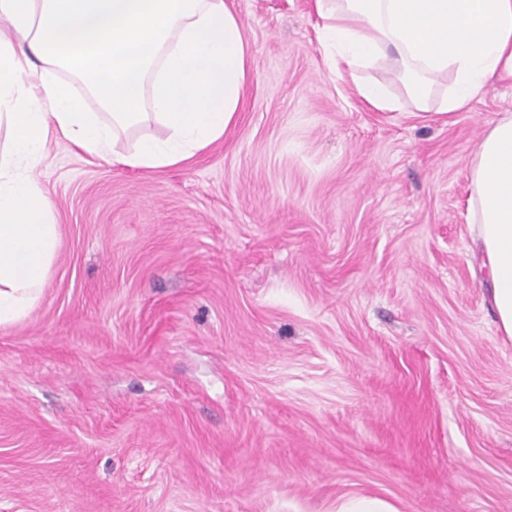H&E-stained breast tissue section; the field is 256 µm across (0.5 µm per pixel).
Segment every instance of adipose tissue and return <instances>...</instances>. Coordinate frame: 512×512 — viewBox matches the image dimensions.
Here are the masks:
<instances>
[{"mask_svg":"<svg viewBox=\"0 0 512 512\" xmlns=\"http://www.w3.org/2000/svg\"><path fill=\"white\" fill-rule=\"evenodd\" d=\"M320 39L378 110L400 109L359 72L390 59L406 101L452 115L486 82L512 83V0H316ZM253 52L227 0H0V325L40 302L60 248L54 209L21 170L49 132L132 169L183 163L234 124ZM73 82L61 79V72ZM451 76L444 93L436 80ZM98 111H88L87 99ZM123 152L122 136L148 122ZM472 259L498 332L512 339V113L478 141L469 167Z\"/></svg>","mask_w":512,"mask_h":512,"instance_id":"1","label":"adipose tissue"}]
</instances>
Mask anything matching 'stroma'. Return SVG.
Returning a JSON list of instances; mask_svg holds the SVG:
<instances>
[{"label":"stroma","mask_w":512,"mask_h":512,"mask_svg":"<svg viewBox=\"0 0 512 512\" xmlns=\"http://www.w3.org/2000/svg\"><path fill=\"white\" fill-rule=\"evenodd\" d=\"M237 121L156 170L56 139L61 244L0 327V512H512V341L469 263L467 171L512 112L380 111L316 0H227ZM336 512H396V510L383 500L359 497L349 500Z\"/></svg>","instance_id":"stroma-1"}]
</instances>
